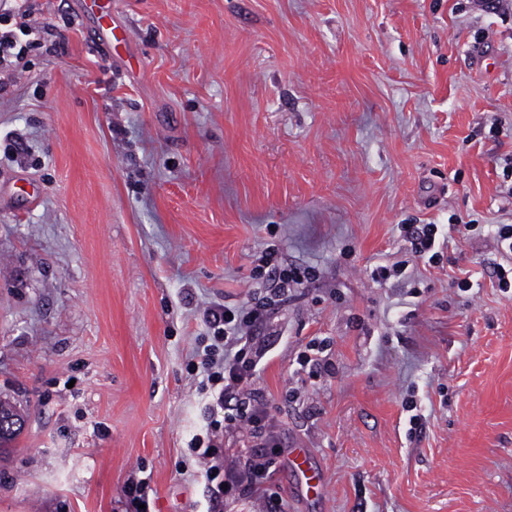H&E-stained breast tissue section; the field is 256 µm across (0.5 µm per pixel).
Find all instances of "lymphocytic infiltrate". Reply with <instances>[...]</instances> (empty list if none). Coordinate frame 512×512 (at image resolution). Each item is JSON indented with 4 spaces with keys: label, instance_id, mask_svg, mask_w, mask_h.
Listing matches in <instances>:
<instances>
[{
    "label": "lymphocytic infiltrate",
    "instance_id": "f902f5d3",
    "mask_svg": "<svg viewBox=\"0 0 512 512\" xmlns=\"http://www.w3.org/2000/svg\"><path fill=\"white\" fill-rule=\"evenodd\" d=\"M253 276L275 284L284 294L305 273L283 265L277 247L271 245L261 255ZM267 312V302L256 297L242 305L217 304L205 309L202 323L215 341L222 343L224 356L216 358L208 346L196 349L191 372L201 376L202 391L223 410L224 418L211 422L205 437L192 440L191 449L212 482L215 496H247L262 501L267 512H275L279 496L270 484L273 453L278 447L275 424L249 387L266 357L253 343L252 334L265 323ZM241 424L258 440L259 448L230 466L224 460V436Z\"/></svg>",
    "mask_w": 512,
    "mask_h": 512
}]
</instances>
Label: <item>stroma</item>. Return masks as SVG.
<instances>
[{
  "mask_svg": "<svg viewBox=\"0 0 512 512\" xmlns=\"http://www.w3.org/2000/svg\"><path fill=\"white\" fill-rule=\"evenodd\" d=\"M26 6L55 49L0 96V512H126L141 478L206 512L188 364L271 243L315 270L256 333L285 512H512V0H112L118 54L83 0ZM452 223L434 266L397 230ZM314 338L332 370L294 379ZM22 415L15 406L8 402L0 401V447L12 442L21 432L12 431L8 420L14 416ZM292 457L290 463L292 468L299 472L306 480L308 488L321 487V476L318 471L312 467L309 454L303 448H293L290 452Z\"/></svg>",
  "mask_w": 512,
  "mask_h": 512,
  "instance_id": "1",
  "label": "stroma"
}]
</instances>
